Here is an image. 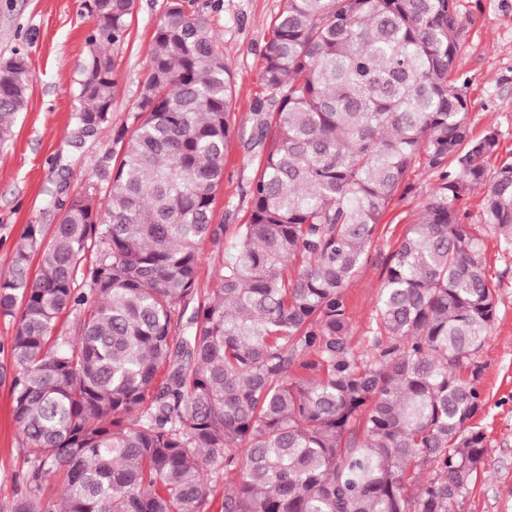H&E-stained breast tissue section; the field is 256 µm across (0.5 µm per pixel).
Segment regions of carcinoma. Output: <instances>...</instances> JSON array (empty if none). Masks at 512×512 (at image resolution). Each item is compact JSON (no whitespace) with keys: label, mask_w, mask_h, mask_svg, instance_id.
Returning <instances> with one entry per match:
<instances>
[{"label":"carcinoma","mask_w":512,"mask_h":512,"mask_svg":"<svg viewBox=\"0 0 512 512\" xmlns=\"http://www.w3.org/2000/svg\"><path fill=\"white\" fill-rule=\"evenodd\" d=\"M99 4L74 120L101 133L134 0ZM460 15L458 0H283L260 72L268 147L250 221L224 225L212 213L233 76L207 19L172 0L139 124L117 138L119 163L99 165L104 197L78 193L48 239L27 225L0 276L30 467L7 512H204L221 485L222 512H455L488 450L479 371L460 370L498 313L483 238L463 223L475 188L512 252V162L488 172L500 133H470ZM13 60L0 145L28 91L27 58ZM421 163L437 185L357 352L345 283ZM226 234L231 254L200 289L196 246Z\"/></svg>","instance_id":"1"}]
</instances>
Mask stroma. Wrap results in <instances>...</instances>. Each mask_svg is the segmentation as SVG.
Here are the masks:
<instances>
[{"label": "stroma", "mask_w": 512, "mask_h": 512, "mask_svg": "<svg viewBox=\"0 0 512 512\" xmlns=\"http://www.w3.org/2000/svg\"><path fill=\"white\" fill-rule=\"evenodd\" d=\"M84 0H0V61L22 53L30 71L26 105L11 140L0 146V275L7 274L27 225L58 223L61 206L78 191L92 189L96 169L118 132L132 131L135 105L147 75V57L160 17L170 0H134L126 42L117 57V84L106 131L73 143L77 82L87 55V37L97 19ZM211 22L217 45L231 68L235 96L232 136L224 181L214 205L216 224H244L251 214V182L258 160L246 143L254 132L261 92L263 53L282 0H187ZM465 48L457 70L468 80V123L473 136L497 128L504 153L512 154V0H459ZM412 188L396 194L378 236L344 293L349 343L363 350L392 253L436 186L424 167L409 176ZM489 270L500 280L498 318L472 359L483 407L476 418L488 451L474 486L457 512H512V255L503 256L492 231H485ZM11 376L0 377V506L24 492L29 470L12 415Z\"/></svg>", "instance_id": "1"}]
</instances>
